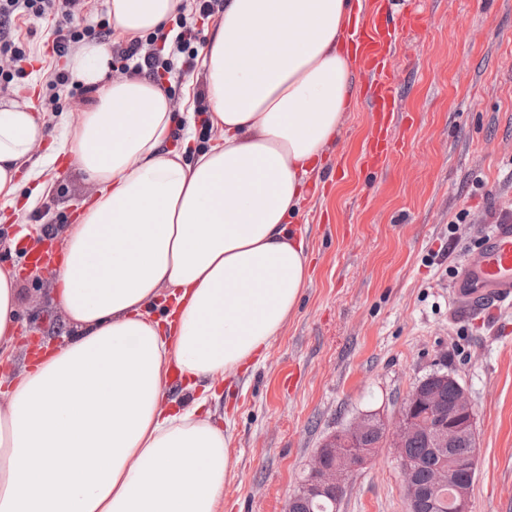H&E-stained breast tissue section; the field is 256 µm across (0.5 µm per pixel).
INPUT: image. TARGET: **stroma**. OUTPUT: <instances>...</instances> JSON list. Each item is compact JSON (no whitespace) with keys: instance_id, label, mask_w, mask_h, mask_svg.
Here are the masks:
<instances>
[{"instance_id":"obj_1","label":"stroma","mask_w":512,"mask_h":512,"mask_svg":"<svg viewBox=\"0 0 512 512\" xmlns=\"http://www.w3.org/2000/svg\"><path fill=\"white\" fill-rule=\"evenodd\" d=\"M393 15L419 7L420 28L400 45V106L415 125L411 145L385 171L360 163L371 114L361 99L343 113L295 222L306 227L309 279L262 359L220 378L234 476L221 512H281L322 442L359 414L392 419L406 394L435 372L453 376L475 412L477 469L472 512H512V306L461 311L452 285L490 224L512 215V0H386ZM52 18L15 19L30 49L9 98L46 112L50 135L86 102L62 95L47 108L49 80L65 69L53 52ZM161 85L173 111L189 113L202 72L172 69ZM91 187L68 162L26 221L56 231L75 223ZM0 223V267L17 270L19 334L59 336L66 315L53 295L54 270L28 273ZM338 512H407L391 449L352 477Z\"/></svg>"}]
</instances>
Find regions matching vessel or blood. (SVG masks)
I'll return each instance as SVG.
<instances>
[{"instance_id": "b4317fda", "label": "vessel or blood", "mask_w": 512, "mask_h": 512, "mask_svg": "<svg viewBox=\"0 0 512 512\" xmlns=\"http://www.w3.org/2000/svg\"><path fill=\"white\" fill-rule=\"evenodd\" d=\"M365 17L346 35L366 80L372 110L370 137L361 152L363 166L376 171L395 152L407 150L409 138L399 133L395 70L391 59L400 34L418 26L421 16L409 12L391 17L382 0H365ZM454 295L463 303L512 305V221L492 225L477 257L464 263L454 284Z\"/></svg>"}]
</instances>
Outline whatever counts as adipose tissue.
<instances>
[{
  "mask_svg": "<svg viewBox=\"0 0 512 512\" xmlns=\"http://www.w3.org/2000/svg\"><path fill=\"white\" fill-rule=\"evenodd\" d=\"M180 5L106 0V14L134 39ZM361 10L360 0H224L202 50L199 121L172 112L152 79L109 80L112 52L97 41L66 62L95 102L47 154H34L45 118L0 99L1 220L48 191L42 176L60 157L94 189L63 230L55 297L70 333L0 380V512H220L232 460L216 378L269 347L306 286L292 219L353 99L344 32ZM201 128L219 138L199 150ZM18 304L17 276L1 268L3 357Z\"/></svg>",
  "mask_w": 512,
  "mask_h": 512,
  "instance_id": "1",
  "label": "adipose tissue"
}]
</instances>
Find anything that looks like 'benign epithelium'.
I'll return each mask as SVG.
<instances>
[{
  "mask_svg": "<svg viewBox=\"0 0 512 512\" xmlns=\"http://www.w3.org/2000/svg\"><path fill=\"white\" fill-rule=\"evenodd\" d=\"M381 434L380 446L391 448L400 464L408 512H417V505H427V512H442L438 492L454 483L452 512H471L474 480L452 481L453 472L463 469L471 473L476 468V457L456 460L451 465H438L428 484L415 479L416 465L408 458L407 448L414 437L425 433L431 439L437 454L447 455L448 448L466 436L475 434V414L471 399L459 389L455 403L446 408L439 393L419 383L406 395L399 413L390 421L374 414L362 413L345 429L324 440L309 464V472L299 489L285 503L282 512H293L296 499L314 500L318 497L340 498L346 491L352 475L365 467L376 449L364 444L368 432Z\"/></svg>",
  "mask_w": 512,
  "mask_h": 512,
  "instance_id": "benign-epithelium-1",
  "label": "benign epithelium"
}]
</instances>
